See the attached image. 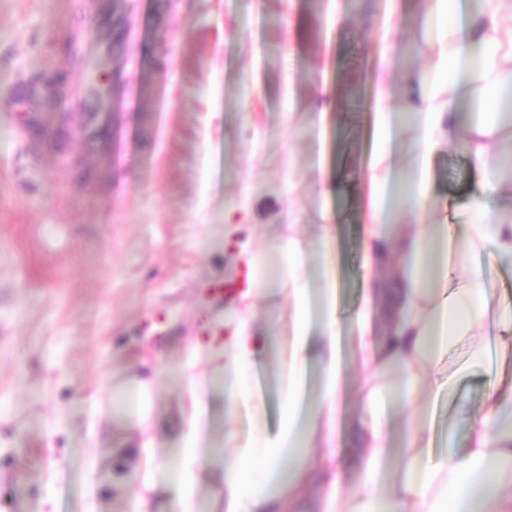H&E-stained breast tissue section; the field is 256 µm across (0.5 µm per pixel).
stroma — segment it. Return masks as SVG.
I'll return each instance as SVG.
<instances>
[{
  "mask_svg": "<svg viewBox=\"0 0 512 512\" xmlns=\"http://www.w3.org/2000/svg\"><path fill=\"white\" fill-rule=\"evenodd\" d=\"M132 33L131 49L104 60L117 92L112 139L96 154L81 145L78 100L85 62L73 51L101 18L85 0H0V512H139L154 482L152 512H207L211 474L230 451L224 435L247 431L227 419L224 381L196 342L205 326L237 306L207 290L238 280L244 261L263 258L269 288L254 302L270 324L276 354L251 379L275 425L282 405L280 352L288 340L286 252L274 239L293 225L306 249L300 270L322 284L316 245L324 211L338 218L333 251L338 303L352 313L369 281L395 283L390 268L365 267L370 211L368 166L376 90L401 113L412 78L433 72L419 19L430 0H113ZM57 72L61 104L40 101L37 125L17 132L15 84L40 89ZM321 128H313L316 115ZM69 136L58 140L60 129ZM391 180L382 200L396 223L413 203L408 120L393 130ZM340 174L322 197L315 169ZM480 173L464 151L433 159L426 223H472ZM479 267L512 286V266L493 247L455 259L465 277ZM345 394L340 444L342 491L361 477L352 422L367 410L365 373L343 330ZM471 342L451 347L435 367L450 389L417 396L436 447L447 445L458 404L480 411L491 384L470 361ZM150 385L155 437L121 415L127 382ZM197 447L188 502L164 494L167 465Z\"/></svg>",
  "mask_w": 512,
  "mask_h": 512,
  "instance_id": "obj_1",
  "label": "stroma"
}]
</instances>
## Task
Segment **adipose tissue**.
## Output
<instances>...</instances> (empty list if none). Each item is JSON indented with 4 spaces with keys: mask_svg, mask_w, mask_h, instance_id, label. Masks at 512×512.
<instances>
[{
    "mask_svg": "<svg viewBox=\"0 0 512 512\" xmlns=\"http://www.w3.org/2000/svg\"><path fill=\"white\" fill-rule=\"evenodd\" d=\"M507 16L512 17V0H481L466 26L448 27L439 40V71L423 78L422 104L405 109L417 130L410 152L420 180H427L433 156L458 141L480 172L496 166L497 126L490 120H463L457 104L482 93L497 103H512V29L501 27ZM500 194L496 183H482L473 204L484 210L485 221L460 230L453 224L422 223L428 196L418 192L411 208L413 222L398 241L381 221L380 204L372 203L362 241L366 263L385 262L398 246L412 266L389 304L392 325L383 349H376L368 334L373 291L365 292L352 322L359 365L368 377L383 378L391 369L397 373L389 396L398 405L397 429L406 436L407 446L399 452L398 474L390 490H382L376 474L389 451L392 429L376 414L361 419L357 439L365 478L344 496L339 473L331 474L329 505L335 512H512V371L497 363L480 414L463 404L453 410L445 449L435 450L425 414L411 406L412 395L420 389L439 388L431 366L448 347L465 337L474 339L471 360L485 363L481 339L488 325H512V297L496 293L476 270L466 279H455L448 258L451 245L475 251L490 243L500 257L512 261V224L500 221L488 205ZM332 231V224L324 225L319 240L322 286L315 290L298 276L303 262L298 241H288L292 326L282 411L275 427L256 425L245 438L225 434L224 445L231 454L224 462L223 486L213 512H284L286 499L297 496L315 477L317 465L342 459L338 428L344 387L343 319ZM272 342L270 326L258 322L246 307L239 310L232 334L216 343L211 358L223 366L229 414L257 413L258 397L246 378ZM313 361L321 364L322 377L318 397L310 404L306 390Z\"/></svg>",
    "mask_w": 512,
    "mask_h": 512,
    "instance_id": "obj_1",
    "label": "adipose tissue"
}]
</instances>
